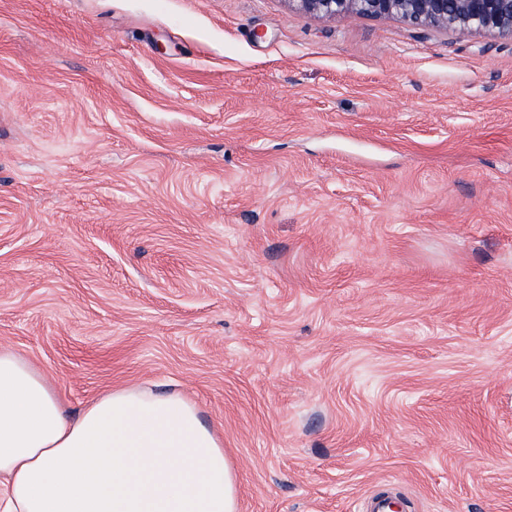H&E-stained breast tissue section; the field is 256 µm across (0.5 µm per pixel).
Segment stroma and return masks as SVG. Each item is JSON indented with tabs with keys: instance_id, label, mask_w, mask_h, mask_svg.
<instances>
[{
	"instance_id": "obj_1",
	"label": "stroma",
	"mask_w": 512,
	"mask_h": 512,
	"mask_svg": "<svg viewBox=\"0 0 512 512\" xmlns=\"http://www.w3.org/2000/svg\"><path fill=\"white\" fill-rule=\"evenodd\" d=\"M2 347L185 395L239 512H512V41L0 0Z\"/></svg>"
}]
</instances>
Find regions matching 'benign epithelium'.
<instances>
[{"mask_svg":"<svg viewBox=\"0 0 512 512\" xmlns=\"http://www.w3.org/2000/svg\"><path fill=\"white\" fill-rule=\"evenodd\" d=\"M309 14L398 17L422 29L488 33L512 40V0H291Z\"/></svg>","mask_w":512,"mask_h":512,"instance_id":"1","label":"benign epithelium"}]
</instances>
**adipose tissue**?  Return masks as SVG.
I'll list each match as a JSON object with an SVG mask.
<instances>
[{"label":"adipose tissue","instance_id":"ef3b65f1","mask_svg":"<svg viewBox=\"0 0 512 512\" xmlns=\"http://www.w3.org/2000/svg\"><path fill=\"white\" fill-rule=\"evenodd\" d=\"M224 440L177 394L110 391L69 415L0 350V512H238Z\"/></svg>","mask_w":512,"mask_h":512}]
</instances>
